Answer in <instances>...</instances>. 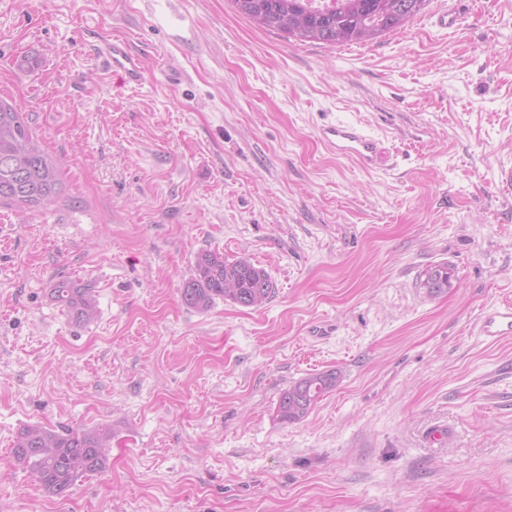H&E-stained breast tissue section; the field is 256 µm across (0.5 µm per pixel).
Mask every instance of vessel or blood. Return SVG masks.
Segmentation results:
<instances>
[{"instance_id": "vessel-or-blood-1", "label": "vessel or blood", "mask_w": 512, "mask_h": 512, "mask_svg": "<svg viewBox=\"0 0 512 512\" xmlns=\"http://www.w3.org/2000/svg\"><path fill=\"white\" fill-rule=\"evenodd\" d=\"M106 65L121 75L126 83L137 84L143 79L141 57L131 50L123 39L116 38L105 48ZM318 137L332 153L352 159L366 171L380 168L387 159L382 139L368 132L362 125L339 121L319 127ZM484 336L501 338L512 335V304L504 305L485 316L481 323Z\"/></svg>"}]
</instances>
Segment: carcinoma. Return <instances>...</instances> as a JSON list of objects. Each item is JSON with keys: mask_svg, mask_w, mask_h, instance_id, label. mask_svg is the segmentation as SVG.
<instances>
[{"mask_svg": "<svg viewBox=\"0 0 512 512\" xmlns=\"http://www.w3.org/2000/svg\"><path fill=\"white\" fill-rule=\"evenodd\" d=\"M237 12L256 26L274 30L285 38L329 45L366 43L402 28L424 8L426 0H333L316 6L313 0H232ZM62 193L57 163L34 139L22 113L0 97V204L49 207ZM421 286L431 295L453 287V271L446 264L428 268ZM275 293L268 274L253 263L201 250L194 274L183 283L184 304L208 310L215 300H230L258 308ZM51 295L77 322L96 315L89 289L77 288L67 278L58 279ZM340 375L335 371L308 373L283 390L277 415L286 423L302 420L328 393ZM112 429L97 427L58 433L40 425H27L17 434L12 454L25 465L46 493L63 496L77 481L107 468Z\"/></svg>", "mask_w": 512, "mask_h": 512, "instance_id": "cac0c4a2", "label": "carcinoma"}]
</instances>
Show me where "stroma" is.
<instances>
[{
    "mask_svg": "<svg viewBox=\"0 0 512 512\" xmlns=\"http://www.w3.org/2000/svg\"><path fill=\"white\" fill-rule=\"evenodd\" d=\"M347 46L231 0H0V95L63 163L58 203L0 205V512H512V0ZM126 40L144 79L103 51ZM365 125V172L319 126ZM270 276L261 308H187L197 252ZM448 264L454 286L421 288ZM91 289L76 324L58 277ZM341 378L300 422L281 391ZM109 426L105 471L44 493L27 425ZM106 65L121 75L127 84H138L143 79L144 67L141 57L131 50L128 43L120 38L112 39L105 48ZM481 332L490 338L512 335V304L504 305L485 316L481 323Z\"/></svg>",
    "mask_w": 512,
    "mask_h": 512,
    "instance_id": "stroma-1",
    "label": "stroma"
}]
</instances>
